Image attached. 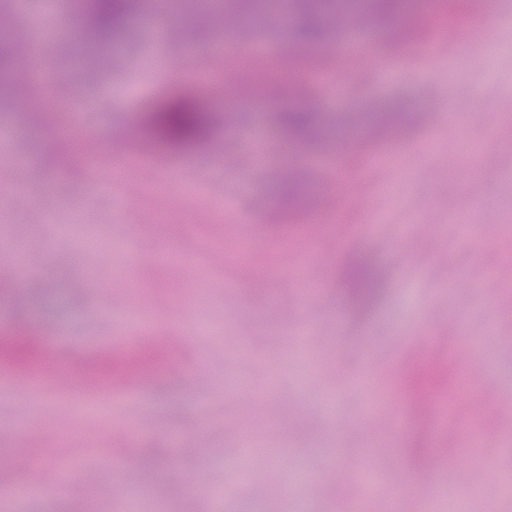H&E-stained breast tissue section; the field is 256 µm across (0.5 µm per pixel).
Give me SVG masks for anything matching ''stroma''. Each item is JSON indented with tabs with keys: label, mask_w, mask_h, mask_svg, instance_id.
<instances>
[{
	"label": "stroma",
	"mask_w": 512,
	"mask_h": 512,
	"mask_svg": "<svg viewBox=\"0 0 512 512\" xmlns=\"http://www.w3.org/2000/svg\"><path fill=\"white\" fill-rule=\"evenodd\" d=\"M494 28L436 46L424 55L387 47L372 33L351 68L331 61L311 87L333 138L320 152L296 151L272 127L281 100H214L233 112L213 142L171 170L126 172L125 184L94 192L139 148L135 107L150 90L196 71L195 89L219 83L203 68L222 0L207 11L169 0L164 34L151 17L131 23L123 43L92 68L73 38L69 8L46 12L25 0L0 46L28 50L50 83L40 95L63 101L31 122L23 110L0 115V244L19 246L43 287L63 264L52 305L25 308L0 298V328L24 315L44 339L71 345L157 336L173 359L150 382L113 395L33 393L23 377L0 376V512H63L75 498L54 467L38 471L41 494L2 499L22 480L18 464L44 448L70 460L96 496L84 512H512V0H493ZM393 103L407 114L404 135L370 150L343 130ZM70 127L66 164L54 152ZM392 158L374 164L372 156ZM298 153L307 191L331 205L312 221L332 226L312 241L322 262L302 293L291 262L296 233L272 231L285 156ZM190 263L161 262L166 252ZM367 255L387 293L356 317L331 272L350 252ZM147 321H140L139 310ZM475 366L456 410L438 403L427 425L448 451L447 464L422 473L403 450L415 431L393 379L426 352ZM402 429L367 449L375 430L370 401ZM275 465L235 466L243 440ZM164 449L171 463L144 476L143 449ZM368 465L371 484L358 476ZM225 500L217 502L214 491Z\"/></svg>",
	"instance_id": "obj_1"
}]
</instances>
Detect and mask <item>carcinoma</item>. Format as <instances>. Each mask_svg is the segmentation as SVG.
<instances>
[{"label": "carcinoma", "mask_w": 512, "mask_h": 512, "mask_svg": "<svg viewBox=\"0 0 512 512\" xmlns=\"http://www.w3.org/2000/svg\"><path fill=\"white\" fill-rule=\"evenodd\" d=\"M241 14L265 23L278 17L279 0H235ZM402 0H361L360 15L375 25H386L399 15ZM483 0H442L443 12L454 15L471 12ZM346 0H296L300 18L293 22L292 35L296 45L289 49L292 60L299 66L318 68L326 63L315 48L329 41L331 29L326 19L330 15L343 16ZM79 15V38L95 48H102L121 38L135 11L143 0H71ZM424 32L417 20L393 27L389 46L396 50L420 42ZM242 98L276 96L290 103L284 112L275 114L280 133L289 142L300 147L320 143L325 131L322 113L313 103L307 86L291 79L269 83L265 72L257 70L250 76L240 77L234 84ZM140 126L145 139L170 153H183L203 145L211 133L210 113L194 91L184 85L167 88L142 109ZM406 126V113L398 104L384 112L373 114L372 135L385 137ZM282 206L279 231L288 230L307 211L302 181L296 169L284 173L279 184ZM341 294L355 311L363 312L377 306L386 293L380 270L370 258L358 253L350 254L337 271ZM42 355V342L38 334L23 325L13 329L12 337L0 340V366L27 375L37 368ZM172 355L168 342L151 339L132 351L106 350L85 357L82 376L90 389L120 388L131 382H146ZM457 379L452 363L432 364L415 361L403 368L398 378L401 395L412 408L417 431L406 448L411 464L426 471L436 464L437 449L425 431L437 399L450 391ZM168 465L164 452L151 448L142 454V467L153 473Z\"/></svg>", "instance_id": "obj_1"}]
</instances>
